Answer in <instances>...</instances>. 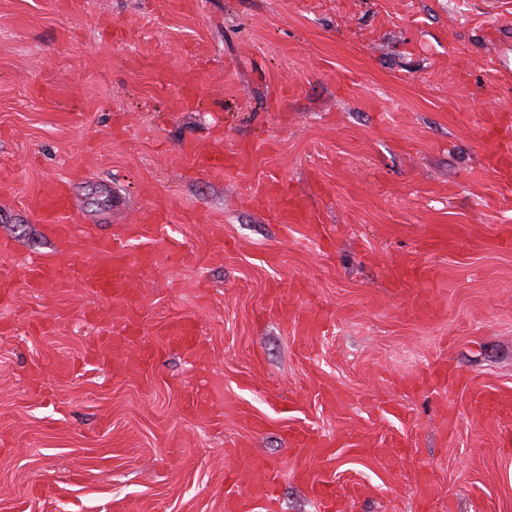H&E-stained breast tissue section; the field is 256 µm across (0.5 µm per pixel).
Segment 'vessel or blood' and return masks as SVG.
Segmentation results:
<instances>
[{"label": "vessel or blood", "instance_id": "1", "mask_svg": "<svg viewBox=\"0 0 512 512\" xmlns=\"http://www.w3.org/2000/svg\"><path fill=\"white\" fill-rule=\"evenodd\" d=\"M196 164L211 177H221L237 169L242 159L216 148L190 146ZM28 208L49 224L51 231L70 240L69 252L54 260L34 261L25 268L27 282L35 287L63 288L71 282H79L83 290L92 296L107 301L106 317L116 326L134 322L136 299L130 289L135 272L152 265L156 258L175 262L179 252L178 243L162 224L155 211L142 212L139 218L141 229L147 230L161 245L160 252L132 250L127 240L103 237L92 246H84L81 237L74 234L67 222L69 208L66 189L61 182L50 181L41 185L27 198ZM164 343L182 349L196 363H205L208 353L198 346L192 336L191 325L183 319H174L164 329ZM471 406L487 419L512 414V405L504 403L498 395L487 392L479 384L471 386ZM274 481V471L269 467L253 469L251 488L234 499L235 512H256L258 504L269 501ZM311 491L322 512H335L340 495L335 484L315 481Z\"/></svg>", "mask_w": 512, "mask_h": 512}]
</instances>
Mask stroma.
Masks as SVG:
<instances>
[{
    "label": "stroma",
    "mask_w": 512,
    "mask_h": 512,
    "mask_svg": "<svg viewBox=\"0 0 512 512\" xmlns=\"http://www.w3.org/2000/svg\"><path fill=\"white\" fill-rule=\"evenodd\" d=\"M482 115L512 116V0H0V512H231L225 478L252 466L278 470L274 512H317L311 478L342 512H512V417L475 415L465 385L512 394V182ZM190 143L251 162L212 178ZM59 180L86 243L153 247L132 230L146 209L180 243L132 283L126 356L93 355L113 333L100 298L25 281L67 247L25 205ZM275 181L314 223L251 204ZM414 262L442 281L426 311L394 276ZM317 308L324 331L296 335ZM176 318L208 363L164 347L136 365ZM290 426L321 447L295 451ZM362 436L407 457L352 451ZM310 486L314 499L322 507L320 511L332 512L336 510L340 495L335 484L328 481H314L310 482Z\"/></svg>",
    "instance_id": "1"
}]
</instances>
